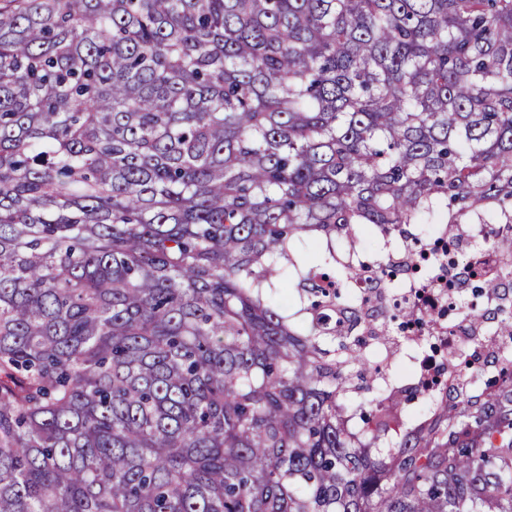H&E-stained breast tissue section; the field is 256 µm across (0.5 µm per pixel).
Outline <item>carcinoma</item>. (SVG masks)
Instances as JSON below:
<instances>
[{
    "mask_svg": "<svg viewBox=\"0 0 512 512\" xmlns=\"http://www.w3.org/2000/svg\"><path fill=\"white\" fill-rule=\"evenodd\" d=\"M472 215L512 223V0H0V512H512V256L391 286ZM448 311L499 374L381 393Z\"/></svg>",
    "mask_w": 512,
    "mask_h": 512,
    "instance_id": "cac0c4a2",
    "label": "carcinoma"
}]
</instances>
